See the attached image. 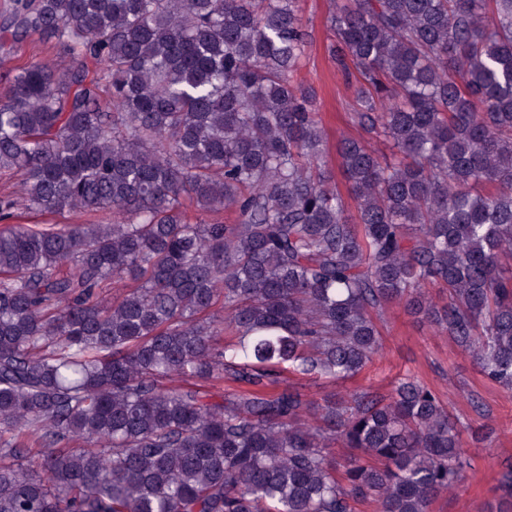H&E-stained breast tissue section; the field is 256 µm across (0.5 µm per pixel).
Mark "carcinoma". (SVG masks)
<instances>
[{
  "label": "carcinoma",
  "instance_id": "cac0c4a2",
  "mask_svg": "<svg viewBox=\"0 0 512 512\" xmlns=\"http://www.w3.org/2000/svg\"><path fill=\"white\" fill-rule=\"evenodd\" d=\"M301 2L9 0L0 512H430L470 468L412 376L318 402L281 374H358L397 303L512 391V0L336 2L343 189Z\"/></svg>",
  "mask_w": 512,
  "mask_h": 512
}]
</instances>
